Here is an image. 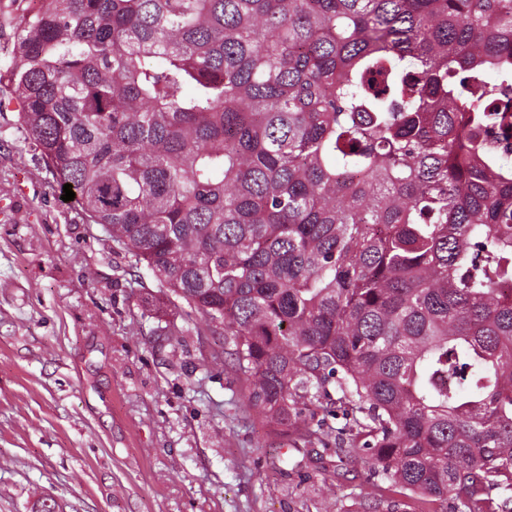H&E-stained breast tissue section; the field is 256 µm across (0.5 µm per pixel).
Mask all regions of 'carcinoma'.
I'll list each match as a JSON object with an SVG mask.
<instances>
[{"instance_id": "carcinoma-1", "label": "carcinoma", "mask_w": 512, "mask_h": 512, "mask_svg": "<svg viewBox=\"0 0 512 512\" xmlns=\"http://www.w3.org/2000/svg\"><path fill=\"white\" fill-rule=\"evenodd\" d=\"M39 2L0 100L269 433L512 512V0Z\"/></svg>"}]
</instances>
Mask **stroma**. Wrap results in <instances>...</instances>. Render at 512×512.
<instances>
[{
  "label": "stroma",
  "instance_id": "1",
  "mask_svg": "<svg viewBox=\"0 0 512 512\" xmlns=\"http://www.w3.org/2000/svg\"><path fill=\"white\" fill-rule=\"evenodd\" d=\"M82 223L0 105V512H362L368 470L282 463L213 339Z\"/></svg>",
  "mask_w": 512,
  "mask_h": 512
}]
</instances>
